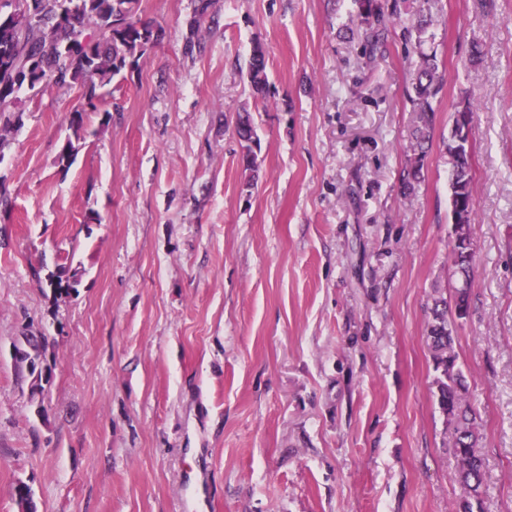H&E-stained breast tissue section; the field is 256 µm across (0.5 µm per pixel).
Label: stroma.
Instances as JSON below:
<instances>
[{
    "instance_id": "35a3bbf8",
    "label": "stroma",
    "mask_w": 512,
    "mask_h": 512,
    "mask_svg": "<svg viewBox=\"0 0 512 512\" xmlns=\"http://www.w3.org/2000/svg\"><path fill=\"white\" fill-rule=\"evenodd\" d=\"M194 6L142 0L164 37L88 113L69 168L73 88L0 151V512H21L20 481L37 512H453L467 491L427 330L456 286L444 144L467 106L474 275L453 349L481 512H512V0H403L393 27L431 14L445 76L412 196L399 37L371 60L356 0H212L189 58ZM64 253L80 284L57 298ZM26 335L47 339L42 393L14 358ZM247 79L252 96L256 100H266L269 89L267 52L260 43L254 44L251 49L247 69ZM236 135L244 151L242 152V173L245 187H251L259 177V163L257 152L258 138L251 113L244 109L237 113L235 123Z\"/></svg>"
}]
</instances>
